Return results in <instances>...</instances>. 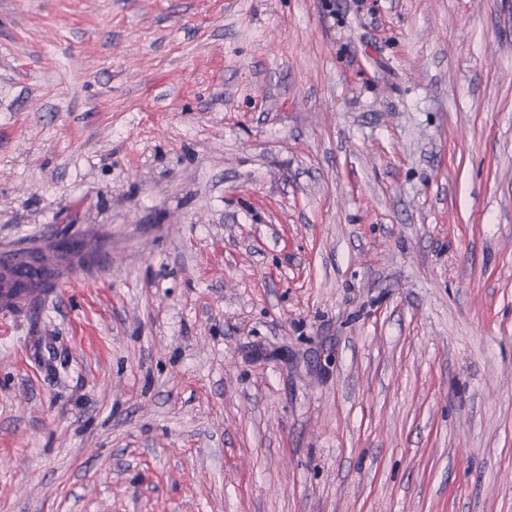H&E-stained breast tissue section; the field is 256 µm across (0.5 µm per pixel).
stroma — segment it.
Listing matches in <instances>:
<instances>
[{"label":"stroma","instance_id":"obj_1","mask_svg":"<svg viewBox=\"0 0 512 512\" xmlns=\"http://www.w3.org/2000/svg\"><path fill=\"white\" fill-rule=\"evenodd\" d=\"M0 512H512V0H0ZM26 257L27 253H22L20 260L11 265L12 274L10 276L0 275V292H2V288H9L7 296L10 298L18 296V292H33L39 288H45L53 274L51 272L49 276L44 272L40 275L38 270H43V268L40 267L37 270L28 266L24 262Z\"/></svg>","mask_w":512,"mask_h":512}]
</instances>
